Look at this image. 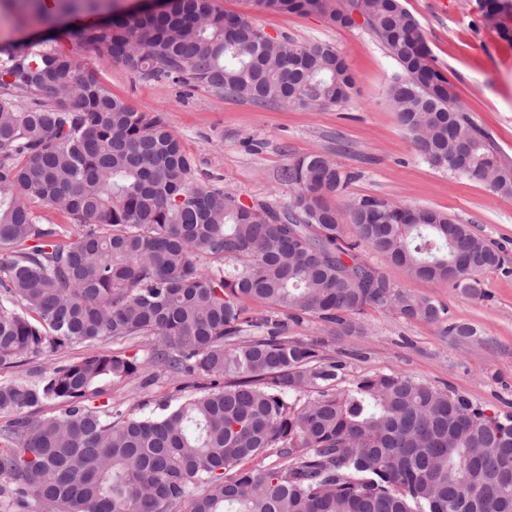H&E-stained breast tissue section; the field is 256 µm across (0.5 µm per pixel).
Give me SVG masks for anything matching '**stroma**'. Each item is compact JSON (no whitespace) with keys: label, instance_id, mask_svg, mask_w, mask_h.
Here are the masks:
<instances>
[{"label":"stroma","instance_id":"1","mask_svg":"<svg viewBox=\"0 0 512 512\" xmlns=\"http://www.w3.org/2000/svg\"><path fill=\"white\" fill-rule=\"evenodd\" d=\"M216 4L247 16L270 36L334 46L356 77L350 100L321 110L257 106L217 97L201 86L142 80L66 33L54 35L49 45L74 56L135 109L162 116L198 175L242 202L287 206L291 188L285 169L298 157L321 153L352 175L335 196L336 206L374 197L443 211L503 247L512 262V197L452 177L419 157L384 100L397 64L362 25L339 27L317 15L267 11L253 0ZM404 5L417 19L435 66L452 81L458 104L512 165V43L480 22L477 0H404ZM49 28L24 0H0V45ZM367 257L405 291L443 305L449 321L474 326L476 336L460 342L448 336L444 325L409 322L373 308L361 316L360 330L349 335L331 333L311 319L290 325V335L321 341L325 354L342 363L345 380L400 373L462 393L488 410L512 413V273H485L483 294L474 298L445 283L410 278L375 251ZM207 384L199 377L153 380L141 373L112 381L106 393L113 403L147 415L163 403L202 395Z\"/></svg>","mask_w":512,"mask_h":512}]
</instances>
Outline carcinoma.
Listing matches in <instances>:
<instances>
[{"mask_svg":"<svg viewBox=\"0 0 512 512\" xmlns=\"http://www.w3.org/2000/svg\"><path fill=\"white\" fill-rule=\"evenodd\" d=\"M72 30L147 81L255 105L346 103L354 77L329 44L273 38L214 0H160ZM340 26L358 13L398 72L384 98L431 167L512 196L500 149L456 103L401 0H255ZM482 21L512 36V0ZM349 176L295 159L288 207L245 204L197 175L163 119L112 95L69 55L0 46V370L82 346L81 360L0 378L3 512H512V414L404 374L339 386L342 364L288 335L311 318L351 332L371 307L439 324L360 243L417 278L480 294L503 250L438 210L328 197ZM46 208L67 222L51 223ZM267 311L250 314L245 300ZM146 340L147 362L98 350ZM204 376L207 392L138 416L104 385ZM313 391L316 396L306 397ZM43 403L58 413L32 418ZM259 456L266 469H245Z\"/></svg>","mask_w":512,"mask_h":512,"instance_id":"carcinoma-1","label":"carcinoma"}]
</instances>
